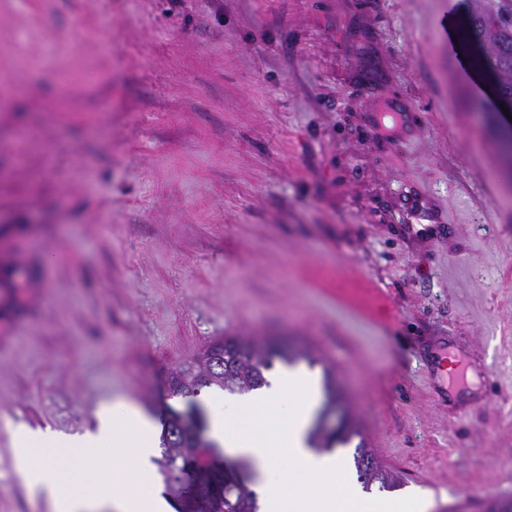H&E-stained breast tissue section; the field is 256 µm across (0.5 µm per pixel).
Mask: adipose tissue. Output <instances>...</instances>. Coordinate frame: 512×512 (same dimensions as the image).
<instances>
[{"mask_svg": "<svg viewBox=\"0 0 512 512\" xmlns=\"http://www.w3.org/2000/svg\"><path fill=\"white\" fill-rule=\"evenodd\" d=\"M282 403L288 406L287 414L267 424L262 435H252L250 424L264 422L265 409ZM242 406L249 413L248 426L227 424L215 409L209 436L229 457L247 458L257 468L254 491L260 512H431L428 492L414 489L393 500L362 494L336 454L309 448L307 433L319 406L312 377L288 372L273 380L271 387L244 398ZM151 426L138 407L125 402L104 404L96 431L82 436L15 429L20 475L30 494L48 503L51 512H168L161 485L147 478ZM97 448L112 452V484L106 488L66 473L75 462L92 466ZM284 460L293 478L279 477Z\"/></svg>", "mask_w": 512, "mask_h": 512, "instance_id": "1", "label": "adipose tissue"}]
</instances>
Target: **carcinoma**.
Returning a JSON list of instances; mask_svg holds the SVG:
<instances>
[{
    "mask_svg": "<svg viewBox=\"0 0 512 512\" xmlns=\"http://www.w3.org/2000/svg\"><path fill=\"white\" fill-rule=\"evenodd\" d=\"M466 23L459 29L471 65L493 88L490 126L495 148L507 169H512V136L500 131L502 103L512 112V0H459ZM300 358L317 363L313 355L287 342L258 340L246 336H225L179 363L168 375V391L183 398L185 411L174 409L161 419V473L165 481L189 502L188 512H257L252 491L238 477V464L221 458L218 446L206 437L198 415L197 397L205 389L246 392L266 384L264 371L273 360L292 364ZM325 373V401L322 414L309 434L312 447L330 449L346 445L361 433L350 415L338 413L343 400L336 376ZM338 416L336 428L326 426ZM355 474L364 489L395 487L394 475L377 460L373 449L359 442L354 455Z\"/></svg>",
    "mask_w": 512,
    "mask_h": 512,
    "instance_id": "cac0c4a2",
    "label": "carcinoma"
}]
</instances>
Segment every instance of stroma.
Returning <instances> with one entry per match:
<instances>
[{
  "label": "stroma",
  "instance_id": "35a3bbf8",
  "mask_svg": "<svg viewBox=\"0 0 512 512\" xmlns=\"http://www.w3.org/2000/svg\"><path fill=\"white\" fill-rule=\"evenodd\" d=\"M450 3L0 0V512H49L10 426L185 409L224 336L334 369L394 495L512 501V181Z\"/></svg>",
  "mask_w": 512,
  "mask_h": 512
}]
</instances>
